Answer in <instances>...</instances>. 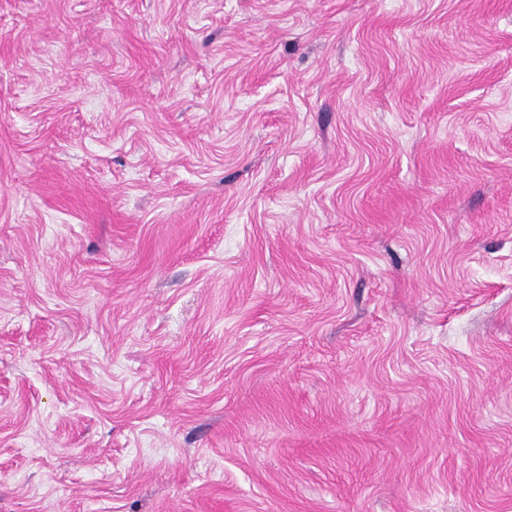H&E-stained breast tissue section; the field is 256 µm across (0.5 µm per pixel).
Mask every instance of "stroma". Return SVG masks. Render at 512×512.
I'll list each match as a JSON object with an SVG mask.
<instances>
[{"instance_id": "stroma-1", "label": "stroma", "mask_w": 512, "mask_h": 512, "mask_svg": "<svg viewBox=\"0 0 512 512\" xmlns=\"http://www.w3.org/2000/svg\"><path fill=\"white\" fill-rule=\"evenodd\" d=\"M0 512H512V0H0Z\"/></svg>"}]
</instances>
